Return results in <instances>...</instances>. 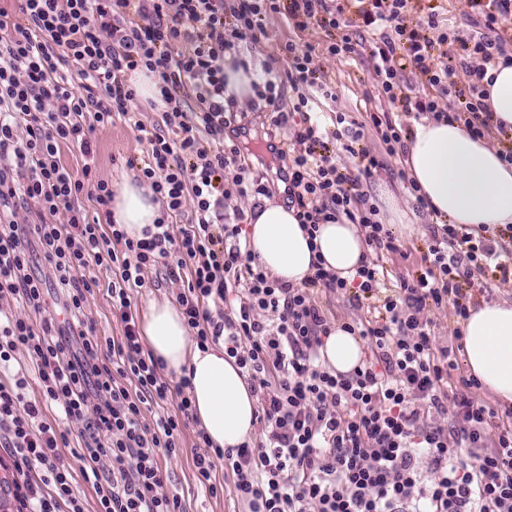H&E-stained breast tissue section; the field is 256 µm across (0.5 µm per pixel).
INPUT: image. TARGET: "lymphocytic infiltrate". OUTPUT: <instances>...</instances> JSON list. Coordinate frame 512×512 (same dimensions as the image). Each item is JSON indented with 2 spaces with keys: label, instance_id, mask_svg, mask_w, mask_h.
<instances>
[{
  "label": "lymphocytic infiltrate",
  "instance_id": "obj_1",
  "mask_svg": "<svg viewBox=\"0 0 512 512\" xmlns=\"http://www.w3.org/2000/svg\"><path fill=\"white\" fill-rule=\"evenodd\" d=\"M15 2L14 13L0 11V447L16 471V512H84L78 478L97 512H183L181 498L163 492L160 459L180 451L194 418L191 379L167 381L130 300L153 269L178 284L196 346L223 343L257 399L258 440L222 449L196 433L192 464L210 494L222 466L244 512H512V409L477 398L478 380L459 374L430 318L448 305L467 318L474 290L512 282V225L487 238L439 222L418 269L392 278L383 257L401 244L369 195L374 176L407 152L398 112L462 123L512 164V132L494 124L483 84L489 66L512 64V0H467L469 34L443 28L433 10L414 17L413 0ZM271 14L297 36L278 46L283 74L251 89L288 133L276 156L288 163L286 204L302 229L362 231L368 252L349 279L318 262L298 286L273 276L244 234L245 214L224 212L232 196L269 194L226 133L234 102L224 60L244 36L266 37ZM312 27L329 32L325 50L336 58L370 51L388 110L319 119L312 101L337 95L320 50L298 38ZM137 70L155 85L169 135L132 110ZM286 88L294 101L284 108ZM116 116L148 143L145 159L127 165L161 205L138 240L116 224L104 229L112 190L89 163L91 133ZM368 133L380 153L356 151ZM63 143L83 158L80 174L61 165ZM340 151L355 157L354 171ZM29 203L40 222L18 223ZM95 266L112 274L104 285L116 337L99 336L85 311L102 285ZM331 294L364 311L342 324L369 349L347 373L320 356L334 326ZM50 302L59 316L44 317ZM431 414L451 415L452 426L428 423ZM65 421L81 425L77 470L60 453Z\"/></svg>",
  "mask_w": 512,
  "mask_h": 512
}]
</instances>
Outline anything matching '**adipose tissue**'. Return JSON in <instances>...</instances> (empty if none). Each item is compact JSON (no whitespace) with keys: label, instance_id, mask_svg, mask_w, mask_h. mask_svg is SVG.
Here are the masks:
<instances>
[{"label":"adipose tissue","instance_id":"obj_1","mask_svg":"<svg viewBox=\"0 0 512 512\" xmlns=\"http://www.w3.org/2000/svg\"><path fill=\"white\" fill-rule=\"evenodd\" d=\"M408 173L443 219L467 226L512 224V165L500 160L485 140L472 138L461 123L416 124L408 145ZM158 207L146 186L125 182L112 201V217L128 235L141 237L153 226ZM248 240L261 263L275 276L298 285L315 257L343 277H352L367 252L354 224H324L316 240L284 205L266 203L248 218ZM464 365L482 390L512 404V303L483 304L463 321ZM146 344L167 374L189 376L199 427L217 448L245 442L255 426L256 398L223 344L202 351L191 347L182 311L170 302L152 303L142 323ZM321 356L339 372L364 358L362 341L334 328Z\"/></svg>","mask_w":512,"mask_h":512}]
</instances>
